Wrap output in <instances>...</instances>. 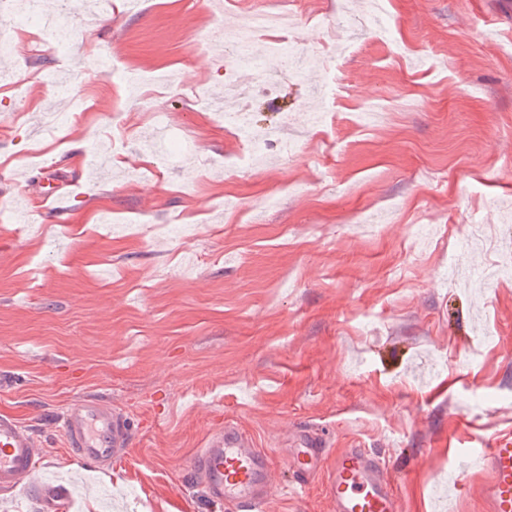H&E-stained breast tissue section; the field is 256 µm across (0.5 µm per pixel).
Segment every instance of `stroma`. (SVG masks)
I'll return each instance as SVG.
<instances>
[{
	"mask_svg": "<svg viewBox=\"0 0 512 512\" xmlns=\"http://www.w3.org/2000/svg\"><path fill=\"white\" fill-rule=\"evenodd\" d=\"M140 0L70 18L65 50L33 36L0 58V412L35 429L36 478L72 512H215L186 470L224 420L271 459L260 512H329L322 479L283 488L296 431L385 459L399 512H482L465 448L512 431V0ZM261 7L296 25L251 43L269 82L202 37ZM314 68L286 69L276 42ZM146 88L174 161L141 145L154 112L121 110L118 69ZM250 89L277 130L268 164L197 92ZM97 150L109 171L88 164ZM64 217L40 200L42 168ZM274 197L267 209L257 201ZM97 396L138 436L103 471L58 418Z\"/></svg>",
	"mask_w": 512,
	"mask_h": 512,
	"instance_id": "stroma-1",
	"label": "stroma"
}]
</instances>
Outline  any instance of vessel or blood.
Returning a JSON list of instances; mask_svg holds the SVG:
<instances>
[{"instance_id": "obj_1", "label": "vessel or blood", "mask_w": 512, "mask_h": 512, "mask_svg": "<svg viewBox=\"0 0 512 512\" xmlns=\"http://www.w3.org/2000/svg\"><path fill=\"white\" fill-rule=\"evenodd\" d=\"M69 452L80 461L108 469L129 456L133 423L122 408L102 399H79L60 419ZM38 442L34 432L10 413H0V492L29 491L42 512H69V496L61 486L33 485ZM489 474L483 490L486 512H512V435H500L481 455ZM294 477L288 491L301 494L318 474L326 476L331 512H398L397 497L385 461L367 448H346L330 454L325 440L309 432L297 436L290 451ZM207 500L225 512H257L271 486L270 456L238 425L207 434L189 459Z\"/></svg>"}]
</instances>
